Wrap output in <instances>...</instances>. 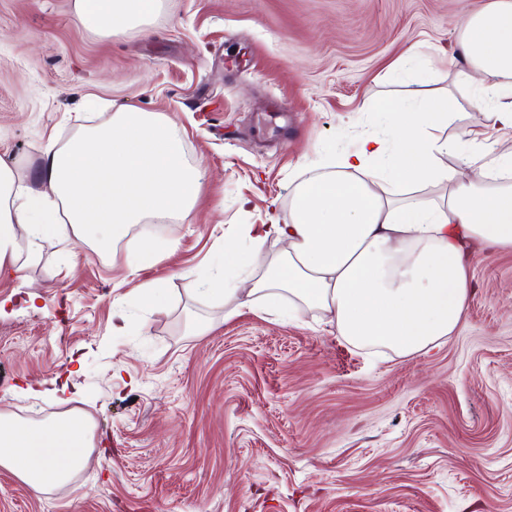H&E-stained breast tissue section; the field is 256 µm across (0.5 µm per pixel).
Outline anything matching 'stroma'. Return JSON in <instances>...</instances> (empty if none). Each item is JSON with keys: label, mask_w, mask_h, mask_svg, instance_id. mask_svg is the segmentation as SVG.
<instances>
[{"label": "stroma", "mask_w": 512, "mask_h": 512, "mask_svg": "<svg viewBox=\"0 0 512 512\" xmlns=\"http://www.w3.org/2000/svg\"><path fill=\"white\" fill-rule=\"evenodd\" d=\"M489 2L162 0L104 36L73 0H0V158L18 177L115 105L171 117L203 170L191 220L134 225L103 255L53 239L0 277V412L80 410L95 441L42 493L0 468V512H512L511 249L476 256L460 326L412 356L348 345L318 310L228 319L203 290L241 225L287 218L307 162L388 132L379 103L449 93L439 136L484 132L448 57L461 15ZM155 240L172 250L131 272ZM154 280L165 295L144 304Z\"/></svg>", "instance_id": "stroma-1"}]
</instances>
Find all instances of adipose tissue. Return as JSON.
<instances>
[{"instance_id":"1","label":"adipose tissue","mask_w":512,"mask_h":512,"mask_svg":"<svg viewBox=\"0 0 512 512\" xmlns=\"http://www.w3.org/2000/svg\"><path fill=\"white\" fill-rule=\"evenodd\" d=\"M160 0H73L89 29L110 35L141 25ZM449 61L476 87V106L487 128L512 130V0H493L464 14ZM452 98L422 100L417 109L393 112L394 147L381 134L358 148L320 156L321 176L296 190L287 223L271 217L243 229L247 249H224V266L246 294L224 288L239 305L288 302L290 311L320 307L336 331L355 347H384L402 356L427 351L448 337L465 316L472 292L475 248H512V137L494 138L488 152L434 137L432 126L451 119ZM29 181L0 159V275H21L39 261L45 242L69 235L73 243L112 249L131 225L190 220L199 167L183 159L177 124L165 114L117 107L105 123L83 129L64 146L47 140ZM459 159L460 168L443 165ZM440 188L427 202L400 196V186ZM273 238L287 240V256L260 276L251 256ZM93 446L83 415L32 422L0 413V467L33 490L66 484Z\"/></svg>"}]
</instances>
